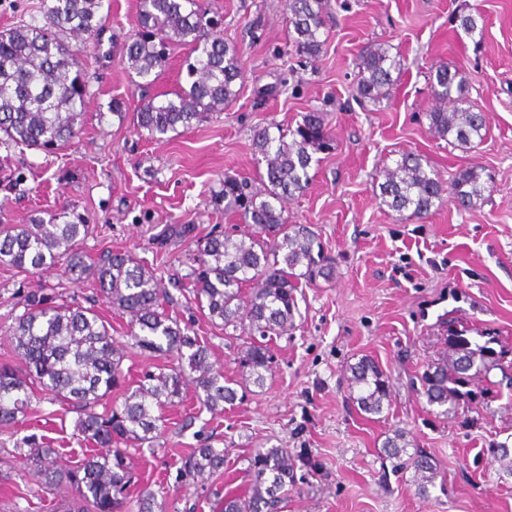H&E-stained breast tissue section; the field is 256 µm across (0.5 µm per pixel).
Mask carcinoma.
Segmentation results:
<instances>
[{
    "instance_id": "cac0c4a2",
    "label": "carcinoma",
    "mask_w": 512,
    "mask_h": 512,
    "mask_svg": "<svg viewBox=\"0 0 512 512\" xmlns=\"http://www.w3.org/2000/svg\"><path fill=\"white\" fill-rule=\"evenodd\" d=\"M103 0H41V20L0 32V145H23L48 154L66 147L82 127L87 94L84 67L62 39L63 34L92 33L101 27ZM322 0H288L286 23L291 52L314 60L325 40ZM221 21L207 16L197 0H141L137 30L123 43L121 61L141 78L165 66L170 48L187 47L186 86L173 97L151 99L135 112L136 128L150 139L162 140L177 128L188 129L205 115L224 110L239 94L242 78L238 47L224 40ZM401 63L381 46L360 57L357 96L376 104L391 97L392 72ZM465 79L446 66L436 69L430 90L434 105L429 125L440 137L460 146L483 138L487 117L463 107ZM324 117L307 112L293 128L259 129L252 140L258 179L264 190L224 176L219 193L224 211L237 215L252 231L237 238L213 230L203 236L194 224H168L155 238L156 246L193 240L190 267L181 276L211 324L243 329L255 336L240 358L241 379L226 380L210 362L211 349L198 334L165 309L170 302L154 269L128 251L104 250L92 260L77 242L89 233L81 216L58 223L59 216L31 224L0 225V265L32 274L50 270L61 280L92 279L118 314L129 317L128 341L144 352L167 360L157 372H146L112 400L125 381V353L112 336V325L92 306L61 300L57 294L35 292L23 299L9 334L18 367L0 361V423L18 421L27 413L34 393L78 413L75 437L87 453L76 465L61 468L57 450L46 439L29 438L24 456L41 486L76 492L86 512H122L134 486L130 449L153 446L163 434L164 411L183 401L194 388L199 404L212 414L238 398V390L262 386L271 372L269 341L294 327L297 294L326 270L322 250H314L313 235L302 224L288 223L284 202L303 192L310 181L316 154L331 149ZM377 176L380 196L395 212L428 214L448 198L463 209L492 193V180H482L473 168L445 181L424 168L421 158L402 153ZM457 355L452 365L438 364L422 376L421 395L431 405L456 409L471 398L467 390L475 360L488 368L493 350L460 335L449 342ZM350 399L367 414H381L390 400V385L378 363L361 358L349 367ZM383 451L396 460L394 471L412 470L417 494L430 495L437 465L425 452L407 454L402 432L386 438ZM228 449L210 443L193 449L184 473L205 484L224 471ZM500 476L512 477V450L494 449ZM295 456L287 448H261L247 458V492L226 494L214 512H283L285 487L295 481Z\"/></svg>"
}]
</instances>
